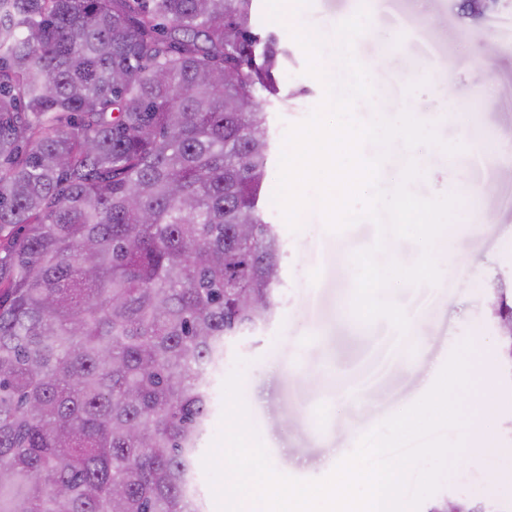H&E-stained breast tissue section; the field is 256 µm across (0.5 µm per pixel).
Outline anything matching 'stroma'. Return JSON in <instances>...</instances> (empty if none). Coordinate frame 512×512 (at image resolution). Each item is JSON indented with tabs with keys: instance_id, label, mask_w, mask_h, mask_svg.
I'll list each match as a JSON object with an SVG mask.
<instances>
[{
	"instance_id": "obj_1",
	"label": "stroma",
	"mask_w": 512,
	"mask_h": 512,
	"mask_svg": "<svg viewBox=\"0 0 512 512\" xmlns=\"http://www.w3.org/2000/svg\"><path fill=\"white\" fill-rule=\"evenodd\" d=\"M359 4L295 0L290 17L279 18L273 0H253L255 33L274 34L290 54L276 74L283 99L266 107L269 180L277 178L288 127L306 119L324 97L322 84L305 73L306 56L293 29L320 35L322 64L338 73L336 22ZM397 31L403 41L390 50L387 65L373 69L374 99L358 102L356 117L372 119L384 101L421 119L439 112L436 134L461 150L452 156L439 152L434 176L413 180L410 190L434 198L475 185L488 189L456 211L447 278L381 293L415 314V333L424 342L365 388L359 376L376 347L398 336L386 319L362 325L345 314L356 282L353 256L375 243L376 225L363 219L332 232L317 214L293 232L280 209L269 206L265 218L278 225L283 240L281 307L264 329L229 341L224 371L212 382L213 414L203 446L211 448L221 431L222 385L240 358L244 400L274 468L317 479L337 449L352 447L396 414L402 401L421 398L428 370L468 339L472 388L463 409L474 413L485 383H492L494 412L475 426L495 434L498 452L487 456L466 443L435 496L494 503L512 512V371L503 364L488 307L497 296L512 306V0H378L354 43L355 58L378 59Z\"/></svg>"
}]
</instances>
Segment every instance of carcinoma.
Here are the masks:
<instances>
[{"mask_svg": "<svg viewBox=\"0 0 512 512\" xmlns=\"http://www.w3.org/2000/svg\"><path fill=\"white\" fill-rule=\"evenodd\" d=\"M251 6L0 0V512H203L208 376L281 284Z\"/></svg>", "mask_w": 512, "mask_h": 512, "instance_id": "carcinoma-1", "label": "carcinoma"}]
</instances>
